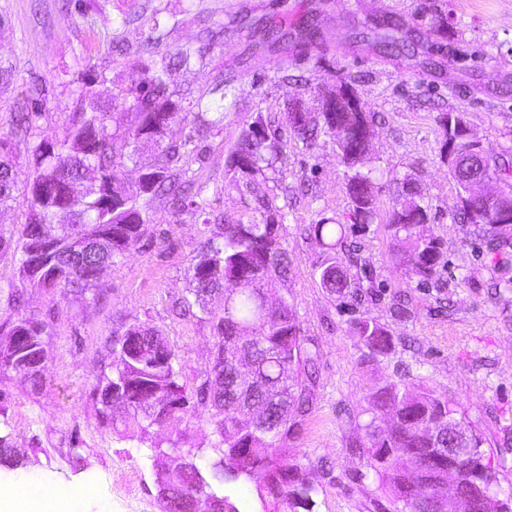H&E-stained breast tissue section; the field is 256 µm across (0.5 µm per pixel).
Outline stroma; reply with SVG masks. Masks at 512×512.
<instances>
[{"instance_id": "1", "label": "stroma", "mask_w": 512, "mask_h": 512, "mask_svg": "<svg viewBox=\"0 0 512 512\" xmlns=\"http://www.w3.org/2000/svg\"><path fill=\"white\" fill-rule=\"evenodd\" d=\"M389 13L404 21L401 35L415 47L409 57L388 56L380 35L366 29ZM313 15L321 39L306 53L260 46L241 66L250 18H284L294 27ZM0 17V61L16 69L12 84L0 88V139L22 166L28 144L10 134L15 97L30 83L42 85L47 102L41 125L63 139L80 90L98 89L103 76L116 88L128 82L138 55L116 49L128 27L167 24L162 56L185 45L201 49V65L172 71L174 95L233 80L223 126L197 139L188 165L189 175L206 188V209L188 204L177 212L166 197L150 199L147 233L104 269L92 291L28 289L14 304L27 204L0 210V229L10 236L0 249V322L18 310L54 324L45 339L48 369L41 389L16 372H0V433L28 459L26 467L0 469V480L33 474L62 486H87L81 512H159L156 449L177 441L193 450L204 474H212L220 451L207 409L152 426L144 439L134 431L120 435L113 422L101 419L94 389L112 372L113 332L135 323L167 337L187 393L205 380L215 342L208 315L221 313L224 299L216 295L207 311L185 312L190 266L208 237L205 220L235 224L245 218L247 197L230 185L226 161L260 114L284 144L261 187L281 217L283 245L293 259L288 280L271 296L293 305L305 348L320 353L312 406L281 458L305 470L311 512H398L399 503L354 443L370 419L367 395L377 382L403 379L447 399L457 422L483 438L494 491L512 497V247L489 250V225L458 220L456 185L440 153V117L454 110L497 163L512 165V0H98L94 7L89 0H0ZM231 24L238 31L224 39L200 36L202 28ZM341 77L350 79L375 116L362 170L378 198L374 224L353 236L377 287L345 299L321 287L314 265L322 248L300 233L324 218L348 220L336 136L323 133L306 142L286 121L297 101L317 111L321 90ZM408 177L428 208L425 229L440 239L448 261L439 280L426 285L400 269L387 227ZM399 293L409 300L403 319L391 308ZM362 317L392 333L389 356L363 357L351 333L352 322ZM212 485L238 512H292L263 500L262 474L214 479Z\"/></svg>"}]
</instances>
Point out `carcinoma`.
Returning <instances> with one entry per match:
<instances>
[{
	"label": "carcinoma",
	"mask_w": 512,
	"mask_h": 512,
	"mask_svg": "<svg viewBox=\"0 0 512 512\" xmlns=\"http://www.w3.org/2000/svg\"><path fill=\"white\" fill-rule=\"evenodd\" d=\"M298 46L314 44L321 35L318 20L303 21ZM263 42L271 46L288 45V23H270L262 28ZM195 55L179 50L158 63L152 61L136 69L118 95L128 105V123L123 133L112 132L107 124L110 82L101 76L102 89L81 90L77 109L64 140L44 134L39 121L45 117L43 90L33 85L13 103L15 133L29 142L28 164L33 177L26 184L27 222L19 258V280L24 288L44 292L70 289L84 293L95 287L89 266L96 256H73L75 231L95 238L99 253L110 260L124 256L147 232L142 200L148 195L166 194L177 201L195 193L202 198L204 187L180 181L177 167L188 162L195 135L218 129L224 124V105H214L206 94L174 97L168 79L174 68L188 69ZM193 116L194 132L182 140L168 138L172 125ZM292 131L307 139L319 130L336 132L325 113L312 120L306 113H287ZM465 124L459 112L441 116L443 144L459 136ZM156 151L154 168L144 185H126L116 179L115 168L130 162L137 166L146 148ZM341 163L349 170L345 189L350 200L353 225L363 230L373 223L377 211L375 195L362 200L356 187L367 175L359 171L361 158L349 156L338 146ZM281 153L278 137L270 135L263 115L257 114L243 131L226 167L233 173L232 185H245L254 206L252 219L239 224H224L212 233L191 263L189 292L203 313L209 315L214 332L215 352L207 378L196 393V403L179 384L176 353L162 332L143 324H130L112 336V375L96 387L97 394L112 391L123 407L142 412L148 426L162 425L201 406L211 411L222 458L214 468L235 478L242 473H261L264 490L273 499L307 506L311 486L298 466L279 463L283 443L308 411L317 357L303 351V331L293 306L280 300L271 309L264 306L268 290L277 280L288 278L292 260L283 247L282 224L268 196L262 193L256 177L272 167ZM479 167L470 171L448 162L457 187L458 216L465 223L491 224L501 232L495 214L473 197L477 178L504 180L512 169L492 160L485 148L475 151ZM67 177L82 187L79 209L69 226L54 223L62 206L52 188ZM17 165L0 143V206L15 202L18 187ZM421 212V219L410 224L409 214ZM427 207L415 200L411 181L404 182L403 200L394 210L390 228L399 243L400 263L408 274L429 283L445 266L444 253L437 237L426 233ZM306 231L323 247L316 263L321 287L331 296L350 294L353 284L365 280L373 287V274L362 262L357 246L348 243L347 228L326 221L310 224ZM214 292L224 295L220 315L204 307ZM9 335L23 340L0 349V370L11 369L39 388L46 370L44 337L52 326L34 317L17 316L9 322ZM353 334L372 360L386 357L394 349L388 329L369 318L353 323ZM370 421L362 426V440L355 444L365 449L369 466L390 489L407 512H448V478L456 483L455 512H512V505L489 495L492 477L484 464L480 436L469 435L467 446L475 450L468 466L448 458V416L453 410L448 401L411 383L385 382L369 396ZM260 407L266 419L257 420L252 410ZM0 466L16 469L23 459L11 446L9 437L0 436ZM154 476L163 483L158 500L160 512H198V488L212 490L210 482L197 484L202 469L191 451L171 444L158 450L153 459Z\"/></svg>",
	"instance_id": "1"
}]
</instances>
